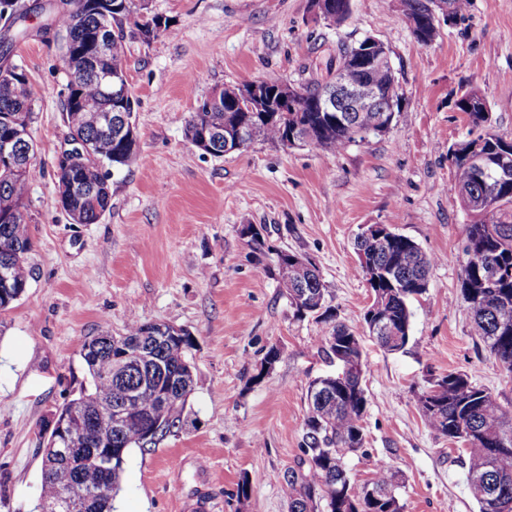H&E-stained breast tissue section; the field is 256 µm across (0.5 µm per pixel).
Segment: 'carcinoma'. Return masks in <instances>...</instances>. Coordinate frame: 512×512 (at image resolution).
<instances>
[{"instance_id": "cac0c4a2", "label": "carcinoma", "mask_w": 512, "mask_h": 512, "mask_svg": "<svg viewBox=\"0 0 512 512\" xmlns=\"http://www.w3.org/2000/svg\"><path fill=\"white\" fill-rule=\"evenodd\" d=\"M89 0H65V8L54 23L61 32L63 57L75 52L93 53L91 37L105 30L107 42L96 55L99 69L114 77V85L105 86L98 73L89 69L82 76L69 80L68 94L62 111L68 117L69 130L89 144L95 158L117 166H127L137 153L133 143L125 142L116 131H107L94 117H84L78 100H90L111 109L112 92L125 89L126 46L123 23L133 26L140 37L148 41L168 26H159L158 17L147 18L146 5L135 0H101L88 7ZM351 45L340 41L336 57L327 69L347 72L351 80L359 72L351 69ZM369 77L380 93L377 109L368 112H314L310 96L324 82L313 77L300 85L305 92L295 112L279 121L263 126L258 140L275 145L284 139L296 124L307 125L313 133L314 146L334 150L349 143H362L370 137V125L382 108L399 111L401 93L394 69L387 66L373 69ZM250 116L248 112H226L224 107L200 100L186 122L185 135L196 142L202 133L224 131L228 118ZM469 133L491 128L488 113L478 109L467 112ZM34 122L33 92L26 70L15 63L0 68V139L14 133V125L30 127ZM501 138L486 137L481 152L485 168H479L471 157L448 153L455 170L461 206L471 215L466 226L464 251L472 252L474 261L464 269L461 290L470 305L477 336L491 354L512 372V177L499 183L495 158ZM78 174L94 193H75L66 213L76 224H96L110 208L111 194L108 174L86 158L77 165ZM28 176L15 175L0 168V263L10 264L11 293L0 298V311H5L25 292L28 272L25 255L32 248L24 215L19 213L27 189ZM494 190L499 199L492 208L475 209L472 202L486 191ZM251 232L247 243L256 258L273 255L269 267L281 287L285 288L296 315L315 314L331 323L329 336L324 339L323 352L331 360L342 362L361 359V342L372 336L382 348L397 352L409 340L411 298L427 289L428 274L436 259L423 252L411 238L395 234L392 242L382 247L375 238L356 235L355 248L359 256L358 272L367 279L374 297L364 312L358 327L336 321L327 304L326 288L315 265L300 266V256L277 250L267 244L263 228L244 224L240 234ZM491 257L501 265L503 273L497 280L485 277L480 261ZM378 309L395 330V340L371 335L370 310ZM136 342L144 344L140 356L132 358L124 368L115 365L124 347ZM97 353L83 358L90 376L89 387L78 398L64 406L85 411V424L71 439V445L86 453L74 464L51 456L48 442H43L40 497L53 500L60 489L70 483L78 484L91 494L100 486L107 487L103 496L91 498L85 512H112V500L130 449L154 444L182 428L187 399L194 387L190 335L174 338L161 333L160 325L129 321L123 340L113 344L97 340ZM178 385L170 387V377ZM308 415L305 420L299 467L284 475L289 512H403L396 494L373 498L368 489L395 490V474L385 465L377 467L373 477L362 484L350 480L344 465L345 457L364 445V415L366 392L359 378L338 380L328 375L313 380L307 390ZM417 407L428 425L450 440L460 439L467 444V482L471 495L479 504V512H512V410L502 405L489 391L473 384L460 373H450L436 380L431 389L417 396ZM124 408L128 415L120 428L112 419L99 417L96 406ZM151 437H146L147 432ZM112 450V469L104 470L92 458V450Z\"/></svg>"}]
</instances>
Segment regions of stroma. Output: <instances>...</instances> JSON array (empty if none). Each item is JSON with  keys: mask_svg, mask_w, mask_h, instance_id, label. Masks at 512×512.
Returning a JSON list of instances; mask_svg holds the SVG:
<instances>
[{"mask_svg": "<svg viewBox=\"0 0 512 512\" xmlns=\"http://www.w3.org/2000/svg\"><path fill=\"white\" fill-rule=\"evenodd\" d=\"M23 2L29 33L11 60L34 91L37 163L22 204L34 246L26 291L0 313V512H39L40 431L88 385L84 341L122 335L133 315L190 333L195 385L185 426L128 453L114 512H288L283 476L301 455L308 385L336 367L321 352L328 323L296 316L267 261L252 257L244 224L266 226L270 245L313 262L349 325L371 303L353 249L362 225H394L437 257L426 292L409 303L405 349L362 341L364 445L345 465L359 484L391 466L404 512H479L465 453L430 428L416 398L459 372L512 408V372L476 336L461 293L469 218L448 159L469 129L456 102L472 89L494 131L512 139V0H470L428 45L399 0H352L337 26L315 17L312 0H148L170 26L147 43L127 40L138 155L110 176L111 209L96 224L72 223L56 199L69 138L68 74L46 26L56 0ZM368 36L402 86L385 135L336 150L259 141L221 157L186 138L190 113L214 89L325 76L337 41Z\"/></svg>", "mask_w": 512, "mask_h": 512, "instance_id": "35a3bbf8", "label": "stroma"}]
</instances>
